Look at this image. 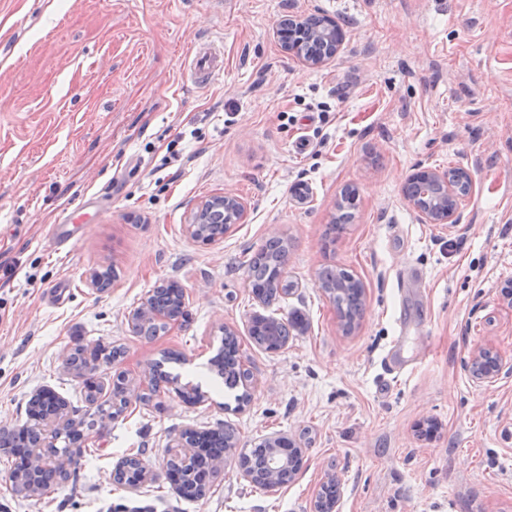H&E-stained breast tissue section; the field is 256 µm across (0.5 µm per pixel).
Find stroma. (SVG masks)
Here are the masks:
<instances>
[{"label":"stroma","mask_w":512,"mask_h":512,"mask_svg":"<svg viewBox=\"0 0 512 512\" xmlns=\"http://www.w3.org/2000/svg\"><path fill=\"white\" fill-rule=\"evenodd\" d=\"M287 13L335 19L336 57L313 69L284 52ZM203 39L223 62L199 86L189 66ZM419 167L470 171L458 226L406 204ZM347 186L355 220L324 244ZM227 192L244 220L219 242L191 239L192 211ZM78 207L58 247L53 228ZM274 236L294 288L263 304L245 262ZM328 265L364 284L348 333L318 283ZM107 267L117 280L96 288ZM168 280L187 321L137 335L133 313ZM510 281L512 0H0V429L22 425L43 387L82 416L83 380L62 367L79 344L122 346L97 375L123 371L137 393L166 352L199 385L230 328L252 378L238 410L210 385L194 405L172 391L159 410L131 401L85 430L74 477L47 496L13 491L0 452V512H313L330 471L338 512H512V374L477 384L463 367L482 348L512 364ZM296 312L281 350L251 341V316ZM400 315L407 369L388 375ZM220 423L234 448L204 498H180L165 475L172 439ZM276 435L296 440L303 465L268 491L238 456ZM139 451L148 479L119 486L116 462Z\"/></svg>","instance_id":"obj_1"}]
</instances>
